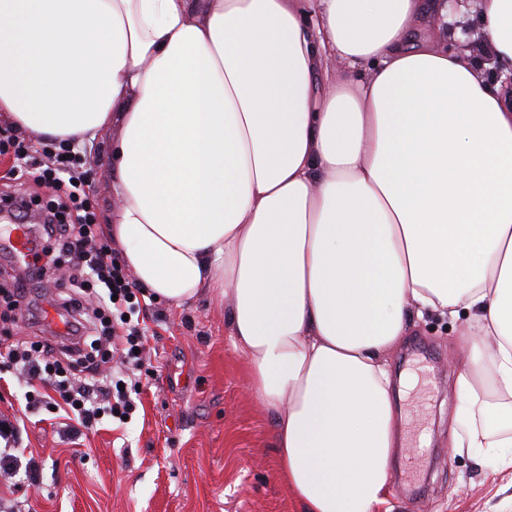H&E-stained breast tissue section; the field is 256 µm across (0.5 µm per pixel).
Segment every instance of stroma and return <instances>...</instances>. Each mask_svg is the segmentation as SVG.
Segmentation results:
<instances>
[{
	"label": "stroma",
	"mask_w": 512,
	"mask_h": 512,
	"mask_svg": "<svg viewBox=\"0 0 512 512\" xmlns=\"http://www.w3.org/2000/svg\"><path fill=\"white\" fill-rule=\"evenodd\" d=\"M105 148L86 145L84 179L97 222L112 203ZM152 372L142 375L127 423L78 440L24 414V388L0 379V414L22 418L26 456L41 483L26 490L0 478V500L25 512H298L282 482L271 416L254 395L244 356L208 294L144 311ZM460 323L414 321L389 355L408 386L398 403L406 444L391 468L392 512H512L507 477L450 446Z\"/></svg>",
	"instance_id": "1"
}]
</instances>
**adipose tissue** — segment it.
I'll use <instances>...</instances> for the list:
<instances>
[{"mask_svg":"<svg viewBox=\"0 0 512 512\" xmlns=\"http://www.w3.org/2000/svg\"><path fill=\"white\" fill-rule=\"evenodd\" d=\"M446 0H0V115L108 144L139 284L224 298L300 512H381L386 353L462 322L452 446L512 469V0L490 62L416 37Z\"/></svg>","mask_w":512,"mask_h":512,"instance_id":"ef3b65f1","label":"adipose tissue"}]
</instances>
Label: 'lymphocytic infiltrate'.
I'll use <instances>...</instances> for the list:
<instances>
[{
  "mask_svg": "<svg viewBox=\"0 0 512 512\" xmlns=\"http://www.w3.org/2000/svg\"><path fill=\"white\" fill-rule=\"evenodd\" d=\"M9 153L21 174L64 189L66 200L43 212L45 262L30 265L14 281L8 304L26 314L34 281L67 267L69 286L55 306L64 313L71 340L57 347L35 336L19 337L0 350V370L25 376L26 411L56 408L87 430L131 416L135 405L128 388L138 385L145 365V333L136 319L140 286L113 255L89 209L83 160L64 142L38 149L15 136L0 138V155Z\"/></svg>",
  "mask_w": 512,
  "mask_h": 512,
  "instance_id": "lymphocytic-infiltrate-1",
  "label": "lymphocytic infiltrate"
}]
</instances>
